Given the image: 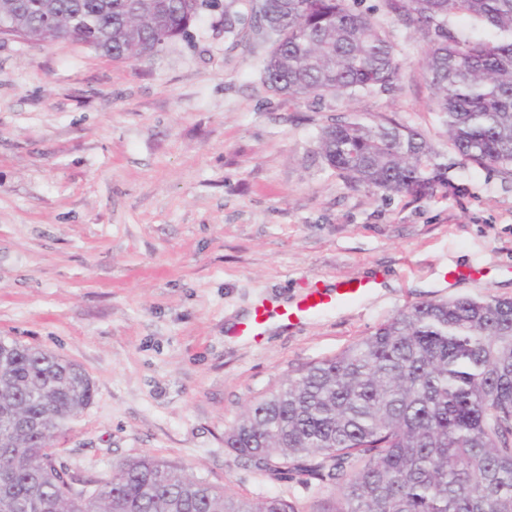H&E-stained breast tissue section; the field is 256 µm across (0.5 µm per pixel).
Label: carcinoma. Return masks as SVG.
Returning <instances> with one entry per match:
<instances>
[{
  "mask_svg": "<svg viewBox=\"0 0 512 512\" xmlns=\"http://www.w3.org/2000/svg\"><path fill=\"white\" fill-rule=\"evenodd\" d=\"M224 5V29L270 49L262 78L290 99L390 92L395 47L352 0ZM429 45L425 68L448 143L465 163L512 168V0H383ZM31 40L97 35L100 53L145 60L158 37L184 39L191 0H0ZM467 16L496 40L460 38ZM318 154L352 188L428 196L448 189L443 154L418 130L351 114L325 125ZM93 385L62 357L0 339V512H298L275 496L236 498L143 456L82 495L44 448L90 403ZM224 447L256 470L338 487L324 512H512V299L458 297L399 312L336 355L306 363L254 398Z\"/></svg>",
  "mask_w": 512,
  "mask_h": 512,
  "instance_id": "obj_1",
  "label": "carcinoma"
}]
</instances>
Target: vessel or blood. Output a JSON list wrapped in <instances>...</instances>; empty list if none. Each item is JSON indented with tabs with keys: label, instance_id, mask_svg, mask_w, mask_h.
Wrapping results in <instances>:
<instances>
[{
	"label": "vessel or blood",
	"instance_id": "b4317fda",
	"mask_svg": "<svg viewBox=\"0 0 512 512\" xmlns=\"http://www.w3.org/2000/svg\"><path fill=\"white\" fill-rule=\"evenodd\" d=\"M369 281H344L333 288H318L311 291L302 305L290 310L278 306L261 304L255 307L252 315L241 323L236 333L240 336H262L264 327L271 316H278L289 321L307 315H313L332 307H338L351 301H357L366 296L372 289Z\"/></svg>",
	"mask_w": 512,
	"mask_h": 512
}]
</instances>
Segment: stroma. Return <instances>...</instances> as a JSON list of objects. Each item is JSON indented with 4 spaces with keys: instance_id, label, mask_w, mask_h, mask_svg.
<instances>
[{
    "instance_id": "1",
    "label": "stroma",
    "mask_w": 512,
    "mask_h": 512,
    "mask_svg": "<svg viewBox=\"0 0 512 512\" xmlns=\"http://www.w3.org/2000/svg\"><path fill=\"white\" fill-rule=\"evenodd\" d=\"M357 3L395 47L393 94L280 97L261 78L268 44L225 33L217 13L143 62L0 40V338L89 375L93 401L56 441L82 481L151 456L240 498L323 512L332 489L225 450L249 401L415 304L512 298V173L459 161L425 41L382 0ZM350 112L418 129L451 190L347 185L317 146ZM373 278L387 289L255 342L229 337L261 302Z\"/></svg>"
}]
</instances>
